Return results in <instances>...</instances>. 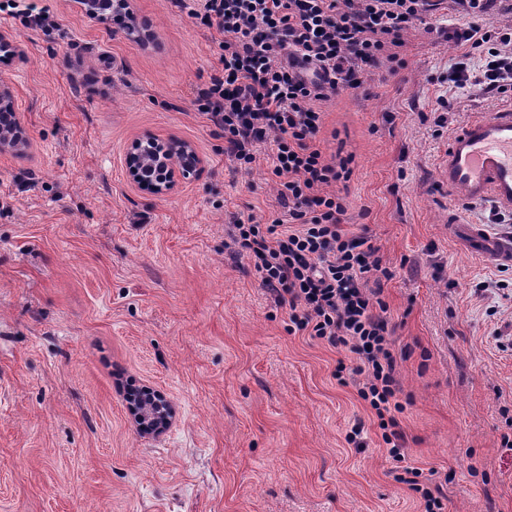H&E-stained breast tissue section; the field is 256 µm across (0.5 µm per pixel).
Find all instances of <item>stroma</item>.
<instances>
[{
	"label": "stroma",
	"mask_w": 512,
	"mask_h": 512,
	"mask_svg": "<svg viewBox=\"0 0 512 512\" xmlns=\"http://www.w3.org/2000/svg\"><path fill=\"white\" fill-rule=\"evenodd\" d=\"M34 2L51 27L0 18L24 49L0 82L27 132L0 154V512H421L336 379L354 355L292 330L232 243L236 218L283 210L266 153L241 170L197 110L215 30L176 0H134L144 46L73 0ZM405 39L404 69L323 104L318 139L353 155L332 186L343 229L368 231L392 273L408 465L434 472L447 512H512V265L458 233L492 230L495 206L461 212L435 181L455 130L505 103L449 82L462 48L419 25ZM145 133L190 142L201 172L140 190L124 155ZM124 384L170 398L162 437L136 430Z\"/></svg>",
	"instance_id": "obj_1"
}]
</instances>
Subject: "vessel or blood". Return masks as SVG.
<instances>
[{"mask_svg":"<svg viewBox=\"0 0 512 512\" xmlns=\"http://www.w3.org/2000/svg\"><path fill=\"white\" fill-rule=\"evenodd\" d=\"M436 181L470 201H492L512 212V108L466 123L448 140ZM468 243L498 262L512 263V245L479 227L463 231Z\"/></svg>","mask_w":512,"mask_h":512,"instance_id":"vessel-or-blood-1","label":"vessel or blood"}]
</instances>
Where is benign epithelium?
<instances>
[{
    "label": "benign epithelium",
    "instance_id": "obj_1",
    "mask_svg": "<svg viewBox=\"0 0 512 512\" xmlns=\"http://www.w3.org/2000/svg\"><path fill=\"white\" fill-rule=\"evenodd\" d=\"M86 16L100 22L119 23L124 37L144 42L149 35L137 22L132 0H75ZM22 55L20 41L0 31V64L9 65ZM26 143L25 130L14 106L10 88L0 83V154ZM203 160L187 141L154 135L137 137L127 148L125 165L130 180L156 196L172 192L181 182L197 175ZM126 409L137 429L154 438L162 436L175 422V410L164 393L150 387L142 393L124 394Z\"/></svg>",
    "mask_w": 512,
    "mask_h": 512
}]
</instances>
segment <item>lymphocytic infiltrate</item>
Returning a JSON list of instances; mask_svg holds the SVG:
<instances>
[{
  "mask_svg": "<svg viewBox=\"0 0 512 512\" xmlns=\"http://www.w3.org/2000/svg\"><path fill=\"white\" fill-rule=\"evenodd\" d=\"M495 0H453L468 25L448 37L478 55V67L456 63L451 82L512 99V27L488 15ZM191 16L215 28L221 53L199 98V110L224 131V152L248 169L261 145L276 178L285 218L269 224L236 220L232 241L254 263L265 288L288 305L295 330L344 349L358 375L359 398L373 411L398 482L419 494L425 512H444L441 496L408 466L395 417V376L387 305L373 275L389 277L367 235L341 227L344 197L330 185L348 181L350 158H326L315 139L321 105L363 87L379 69L396 72L415 25L436 31L431 0H192Z\"/></svg>",
  "mask_w": 512,
  "mask_h": 512,
  "instance_id": "lymphocytic-infiltrate-1",
  "label": "lymphocytic infiltrate"
}]
</instances>
